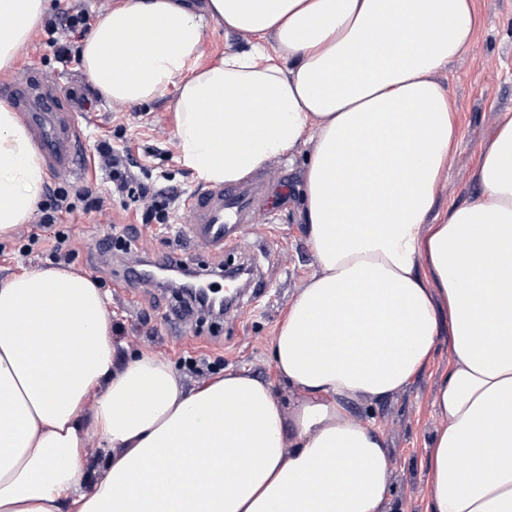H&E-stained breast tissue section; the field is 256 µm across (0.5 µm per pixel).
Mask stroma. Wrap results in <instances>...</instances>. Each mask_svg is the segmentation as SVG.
Returning <instances> with one entry per match:
<instances>
[{
  "mask_svg": "<svg viewBox=\"0 0 512 512\" xmlns=\"http://www.w3.org/2000/svg\"><path fill=\"white\" fill-rule=\"evenodd\" d=\"M119 0H51V6L22 48L14 65L0 69V83L29 70L56 79L76 109L84 130L83 152L94 157L99 142L130 150L137 164L160 185L189 195L198 185L196 175L178 157L175 135V95L167 93L148 102L117 105L92 90L80 61L62 65L48 43L46 24H59L61 14L81 7L91 17ZM477 35L470 48L435 75L449 89L458 114L460 145L436 198L434 211L470 201L476 188L471 173L477 153L491 136L501 115L512 113V0H476ZM310 146L292 155L272 158L277 180L288 190L281 200L259 209L245 231L244 242L216 255L190 243L179 224L142 223L135 210H124L107 197L109 178L90 169L73 179L74 188L90 187L105 202L101 210L63 216L72 225V255L68 268L87 274L110 298L112 338L118 357L147 352L167 359L186 383H202L227 371H246L272 381L276 373L270 346L288 305L315 269V259L301 220L305 162ZM120 233L135 245L127 253L102 251L107 235ZM38 234L30 243V234ZM55 245L51 225L32 219L20 225L10 239L0 242V277L32 266L50 267ZM184 252L208 281L223 286V265L247 258L258 275L261 292L245 295L240 310L215 319L193 312L179 328H171L168 313L181 303L169 288L152 283L123 281L126 266L156 264L170 252ZM448 368V339L440 337L430 364L402 392L382 399L349 401L351 417L373 423L385 440L393 461L391 512H428L429 490L425 468L427 446L440 420L433 407L435 386Z\"/></svg>",
  "mask_w": 512,
  "mask_h": 512,
  "instance_id": "obj_1",
  "label": "stroma"
}]
</instances>
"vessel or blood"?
I'll list each match as a JSON object with an SVG mask.
<instances>
[{
	"instance_id": "1",
	"label": "vessel or blood",
	"mask_w": 512,
	"mask_h": 512,
	"mask_svg": "<svg viewBox=\"0 0 512 512\" xmlns=\"http://www.w3.org/2000/svg\"><path fill=\"white\" fill-rule=\"evenodd\" d=\"M10 95L19 121L26 127L49 173L78 176L82 170V130L57 83L36 72H26L0 85ZM268 175L249 173L224 186L204 184L188 200L184 237L213 252H223L224 243L242 225L251 223L254 211L266 195Z\"/></svg>"
}]
</instances>
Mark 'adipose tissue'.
<instances>
[{
  "label": "adipose tissue",
  "mask_w": 512,
  "mask_h": 512,
  "mask_svg": "<svg viewBox=\"0 0 512 512\" xmlns=\"http://www.w3.org/2000/svg\"><path fill=\"white\" fill-rule=\"evenodd\" d=\"M48 7L0 0L1 69ZM212 21L251 40L202 67ZM477 26L475 0H124L98 19L90 82L120 104L174 90L199 179L234 183L312 144L301 218L317 269L273 338L277 383L228 371L192 387L163 357L116 361L91 277L0 278V512H388L391 454L345 402L404 390L443 333L430 512H512V114L479 153L473 200L432 213L460 140L434 75ZM45 178L0 101V239Z\"/></svg>",
  "instance_id": "1"
}]
</instances>
